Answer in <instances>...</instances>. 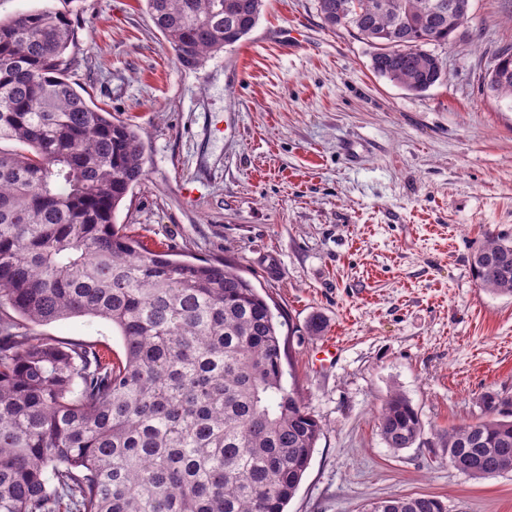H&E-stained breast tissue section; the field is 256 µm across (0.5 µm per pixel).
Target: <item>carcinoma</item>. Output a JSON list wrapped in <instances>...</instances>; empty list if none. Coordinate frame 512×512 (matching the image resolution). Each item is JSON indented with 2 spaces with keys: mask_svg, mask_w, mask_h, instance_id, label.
Wrapping results in <instances>:
<instances>
[{
  "mask_svg": "<svg viewBox=\"0 0 512 512\" xmlns=\"http://www.w3.org/2000/svg\"><path fill=\"white\" fill-rule=\"evenodd\" d=\"M178 63L193 69L246 40L265 0H145ZM330 27L373 45L375 74L422 93L469 13L448 0H317ZM398 39L402 49L384 45ZM75 30L49 8L0 23V512H285L322 426L284 384L283 322L228 261L174 259L117 227L141 179L142 141L66 79ZM484 290L512 297V240L471 261ZM104 320L124 358L50 342L35 327ZM383 441L409 448L418 410L394 392ZM448 465L512 471V410L443 434ZM361 512H448L433 495Z\"/></svg>",
  "mask_w": 512,
  "mask_h": 512,
  "instance_id": "carcinoma-1",
  "label": "carcinoma"
}]
</instances>
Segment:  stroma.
<instances>
[{"instance_id": "stroma-1", "label": "stroma", "mask_w": 512, "mask_h": 512, "mask_svg": "<svg viewBox=\"0 0 512 512\" xmlns=\"http://www.w3.org/2000/svg\"><path fill=\"white\" fill-rule=\"evenodd\" d=\"M46 7L76 32L68 81L141 136L144 176L118 227L182 259L235 262L290 323L284 382L322 434L287 512L417 494L512 512V471L472 478L440 445L485 396L512 404V298L471 269L487 238H512V100L487 89L512 48V0H471L437 50L444 80L419 94L377 76L372 45L326 26L317 0H268L241 46L193 69L143 0H0V22ZM38 331L123 352L96 319ZM394 391L422 421L400 451L376 420Z\"/></svg>"}]
</instances>
